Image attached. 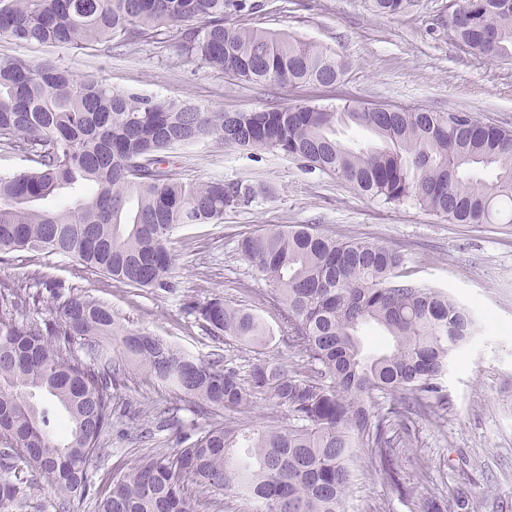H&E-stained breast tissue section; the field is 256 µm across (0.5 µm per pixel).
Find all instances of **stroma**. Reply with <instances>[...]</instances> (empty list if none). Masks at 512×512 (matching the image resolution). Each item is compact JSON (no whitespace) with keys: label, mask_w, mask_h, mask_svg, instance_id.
Instances as JSON below:
<instances>
[{"label":"stroma","mask_w":512,"mask_h":512,"mask_svg":"<svg viewBox=\"0 0 512 512\" xmlns=\"http://www.w3.org/2000/svg\"><path fill=\"white\" fill-rule=\"evenodd\" d=\"M244 21L327 46L344 58L347 70L330 86L243 84L146 42L103 51L0 41V58L50 61L120 90L214 111L355 100L368 107L469 112L480 122L512 129V64L480 58L458 43L448 27V0H412L392 17L375 12L372 0H267ZM173 162L184 180L221 179L252 190L248 201L225 212L223 223L174 232V293L129 288L57 255L35 264L25 254H11L0 263V282L36 272L44 281H62L72 293L99 300L125 326L193 357L217 351L245 362L253 356L251 348L231 338L215 340L182 310L186 299L202 302L218 294L268 322L273 340L265 353L291 369L302 356L286 343L288 328L270 310L266 282L238 251L240 235L278 224H312L339 238L386 246L403 256L414 278L447 290L481 319L480 331L453 353L441 379L444 403L434 414L410 415L413 443L399 449L398 464L410 474L423 470L428 489L482 498L481 512H512V224H452L412 203L394 206L364 196L282 154L221 147L210 139L175 150ZM113 395L119 409L132 414L156 417L176 409L177 424L153 440L162 452L176 449L194 418L187 398L130 363ZM124 426L121 420L114 424L105 453L93 460V484L127 470L142 453L141 444L122 436ZM349 502V512H419L421 496L399 498L363 450Z\"/></svg>","instance_id":"1"}]
</instances>
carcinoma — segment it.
<instances>
[{"mask_svg":"<svg viewBox=\"0 0 512 512\" xmlns=\"http://www.w3.org/2000/svg\"><path fill=\"white\" fill-rule=\"evenodd\" d=\"M387 16L408 0H372ZM261 0H0V40L76 49L166 43L183 58L252 84L332 85L346 70L335 51L295 36L230 23ZM453 33L473 54L512 62V0H452ZM364 130L345 143L336 127ZM279 152L330 173L386 204L412 201L455 224H512V129L469 112L391 109L357 101L337 108L289 105L211 112L188 102L118 91L51 63L0 58V151L29 167L0 174V256L63 255L130 288L172 293L173 231L219 224L251 189L185 182L165 168L170 152L201 139ZM270 287L288 324V344L305 364L287 370L266 356L268 323L219 294L183 311L209 336L254 349L241 371L221 353L201 361L145 331L117 322L90 296H64L51 318L31 317L32 280L0 283V512L28 507L32 480L45 478L57 512H200L192 488L224 491L246 512H347L349 462L365 448L398 496L412 494L396 450L410 437L393 417L442 399L448 356L474 336L471 311L413 278L398 253L341 239L308 224L250 233L238 242ZM383 331L384 352L364 333ZM155 379L192 400L198 415L224 420L192 428L171 453L141 454L96 487L90 462L118 418L112 385L121 369L112 340ZM79 344L74 348L73 344ZM389 400L380 405L373 396ZM288 424L244 422L258 404ZM164 418L125 435L146 443ZM479 512L477 501L435 492L422 512Z\"/></svg>","mask_w":512,"mask_h":512,"instance_id":"cac0c4a2","label":"carcinoma"}]
</instances>
